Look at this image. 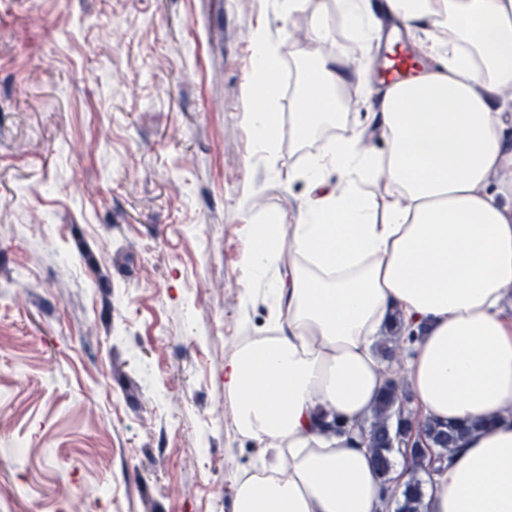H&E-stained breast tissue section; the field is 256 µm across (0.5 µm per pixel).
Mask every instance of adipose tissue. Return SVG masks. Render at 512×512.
<instances>
[{
	"label": "adipose tissue",
	"mask_w": 512,
	"mask_h": 512,
	"mask_svg": "<svg viewBox=\"0 0 512 512\" xmlns=\"http://www.w3.org/2000/svg\"><path fill=\"white\" fill-rule=\"evenodd\" d=\"M360 46L381 28L371 0H337ZM409 31L431 32V68L387 86L364 131L308 160L310 200L293 232L255 225V278L280 264L272 337L224 364L240 433L270 451L238 479L233 512H394L403 463L380 479L352 432L389 378L376 347L389 321L410 357L400 371L423 420L467 427L448 461L421 471V512H512V0H383ZM261 79L244 122L260 151L277 130L278 50L253 34ZM338 55L309 62L292 134L304 143L339 113ZM341 180L330 183L328 172ZM383 180L371 196L364 183Z\"/></svg>",
	"instance_id": "ef3b65f1"
}]
</instances>
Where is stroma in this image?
I'll list each match as a JSON object with an SVG mask.
<instances>
[{
  "mask_svg": "<svg viewBox=\"0 0 512 512\" xmlns=\"http://www.w3.org/2000/svg\"><path fill=\"white\" fill-rule=\"evenodd\" d=\"M315 17L353 72L333 130L367 126L383 81L331 0H0V512H232L268 459L224 361L275 315L250 223L291 234L326 142L288 133ZM258 28L285 56L270 155ZM253 42L255 69L261 80L249 86L243 120L254 130L259 150L270 155L277 130V91L273 78L277 71L278 50L260 30L254 32Z\"/></svg>",
  "mask_w": 512,
  "mask_h": 512,
  "instance_id": "obj_1",
  "label": "stroma"
}]
</instances>
